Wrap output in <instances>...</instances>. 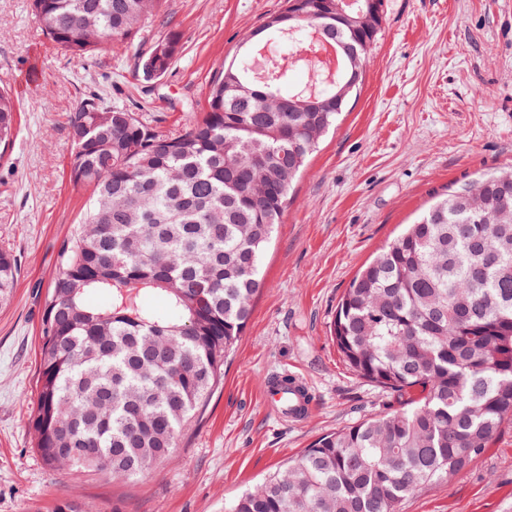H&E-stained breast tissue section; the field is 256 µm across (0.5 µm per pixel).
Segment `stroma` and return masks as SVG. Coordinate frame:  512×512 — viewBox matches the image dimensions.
<instances>
[{
  "label": "stroma",
  "instance_id": "stroma-1",
  "mask_svg": "<svg viewBox=\"0 0 512 512\" xmlns=\"http://www.w3.org/2000/svg\"><path fill=\"white\" fill-rule=\"evenodd\" d=\"M284 0H163L147 38L177 29L184 51L151 83L115 41L90 59L42 32L30 0H0V87L20 109L0 158V249L20 277L0 307V512H224V504L320 436L395 409L353 372L329 330L358 270L436 197L512 168V0H383L363 83L297 181L263 260L265 286L205 407L169 460L131 480L44 464L30 426L37 405L39 325L58 252L89 200L69 179L68 117L85 95L130 108L158 131L203 103L216 68ZM299 374L315 407L304 421L269 411V378ZM400 512H512V422L447 484Z\"/></svg>",
  "mask_w": 512,
  "mask_h": 512
}]
</instances>
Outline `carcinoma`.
Here are the masks:
<instances>
[{"label": "carcinoma", "instance_id": "carcinoma-1", "mask_svg": "<svg viewBox=\"0 0 512 512\" xmlns=\"http://www.w3.org/2000/svg\"><path fill=\"white\" fill-rule=\"evenodd\" d=\"M162 0H30L73 58L131 46ZM215 71L203 108L164 135L86 97L70 113V178L92 188L59 249L40 324L36 448L57 469L133 479L170 458L206 405L263 286L262 262L296 179L345 112L383 0H285ZM342 44L340 70L298 55ZM183 52L174 28L136 52L143 81ZM303 72L306 80L295 75ZM17 106L0 89V157ZM19 277L0 251V306ZM330 334L399 409L319 437L224 512H399L444 484L512 421V170L448 191L350 282Z\"/></svg>", "mask_w": 512, "mask_h": 512}]
</instances>
